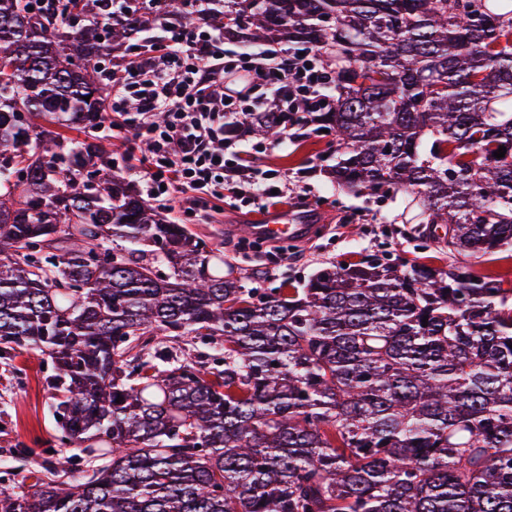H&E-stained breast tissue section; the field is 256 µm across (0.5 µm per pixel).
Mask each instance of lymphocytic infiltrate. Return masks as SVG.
Instances as JSON below:
<instances>
[{
    "instance_id": "f902f5d3",
    "label": "lymphocytic infiltrate",
    "mask_w": 512,
    "mask_h": 512,
    "mask_svg": "<svg viewBox=\"0 0 512 512\" xmlns=\"http://www.w3.org/2000/svg\"><path fill=\"white\" fill-rule=\"evenodd\" d=\"M153 27L156 54L131 50L105 105L112 132L132 133L147 146V163L134 174L148 199L160 203L184 190L180 217L196 220L228 193L253 206L285 191L287 176L246 163L240 139L227 129L256 112H282L281 142L296 139L309 113L336 104L332 65L309 46L259 43L239 56L212 23L209 0H194L176 20L156 16Z\"/></svg>"
}]
</instances>
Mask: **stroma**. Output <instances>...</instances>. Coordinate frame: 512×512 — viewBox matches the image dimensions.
Returning <instances> with one entry per match:
<instances>
[{
    "label": "stroma",
    "mask_w": 512,
    "mask_h": 512,
    "mask_svg": "<svg viewBox=\"0 0 512 512\" xmlns=\"http://www.w3.org/2000/svg\"><path fill=\"white\" fill-rule=\"evenodd\" d=\"M326 148V139L310 135L258 155L257 162L263 168L287 174L294 192L267 200L258 208L225 204L223 212L191 224V232L210 248L222 249L225 258L240 267L242 276L263 273L271 287L285 280L295 284L305 281L329 261H357L374 253L393 259L402 254L418 256L410 225L398 221L406 193L381 197L332 184L324 169L335 158L326 155ZM300 191L309 195L303 204L316 226L314 235L294 242L287 260L274 266L257 257H239L237 244L244 236L243 225L262 223L266 217L297 206ZM50 364L48 356L31 352L0 358V459L8 458L14 466L13 477L4 485L6 491L30 493L31 472L46 467L41 450L56 441L52 398L44 387ZM27 448L32 451L28 457L23 454Z\"/></svg>",
    "instance_id": "1"
}]
</instances>
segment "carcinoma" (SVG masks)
Here are the masks:
<instances>
[{
  "label": "carcinoma",
  "instance_id": "carcinoma-1",
  "mask_svg": "<svg viewBox=\"0 0 512 512\" xmlns=\"http://www.w3.org/2000/svg\"><path fill=\"white\" fill-rule=\"evenodd\" d=\"M98 2L0 0V352L51 359L60 446L104 459L72 481L57 455L0 512H512V288L454 262L512 251V0H233L212 17L320 49L336 106L311 122L333 136V182L404 190L415 238L446 233L429 238L445 269L366 257L264 290L161 220L102 144L37 143L39 119H103L102 34L153 21L127 0L110 26L73 24ZM198 338L222 357L185 356Z\"/></svg>",
  "mask_w": 512,
  "mask_h": 512
}]
</instances>
